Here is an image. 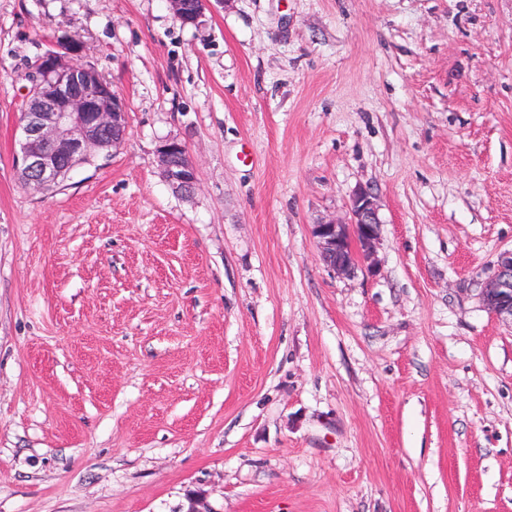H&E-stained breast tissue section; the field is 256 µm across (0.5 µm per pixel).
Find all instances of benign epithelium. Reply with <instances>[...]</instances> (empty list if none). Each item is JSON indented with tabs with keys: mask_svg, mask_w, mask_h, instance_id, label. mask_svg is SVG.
<instances>
[{
	"mask_svg": "<svg viewBox=\"0 0 512 512\" xmlns=\"http://www.w3.org/2000/svg\"><path fill=\"white\" fill-rule=\"evenodd\" d=\"M225 7L234 0H167L185 25L200 23L211 2ZM81 45L64 38L39 60L20 117L16 163L29 186L59 184L66 172L87 162L94 152L120 145L127 134L124 100L92 67L66 64ZM157 167L173 192L189 197L197 187V164L181 140L171 137L156 148ZM382 224L375 194L358 188L349 205V218H329L311 227L323 263L347 276L360 265L374 272L373 256ZM487 310L512 324V250L498 254L481 288ZM186 512H212L203 491L186 494Z\"/></svg>",
	"mask_w": 512,
	"mask_h": 512,
	"instance_id": "1",
	"label": "benign epithelium"
}]
</instances>
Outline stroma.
<instances>
[{
	"mask_svg": "<svg viewBox=\"0 0 512 512\" xmlns=\"http://www.w3.org/2000/svg\"><path fill=\"white\" fill-rule=\"evenodd\" d=\"M64 37L128 136L36 190ZM361 187L377 272L343 277L311 226ZM511 248L512 0H0V512H512ZM174 15L185 25H198L212 0H167ZM157 167L176 194L189 197L197 187V164L178 138H166L156 148ZM481 299L487 310L512 324V250L498 254L483 282Z\"/></svg>",
	"mask_w": 512,
	"mask_h": 512,
	"instance_id": "obj_1",
	"label": "stroma"
}]
</instances>
